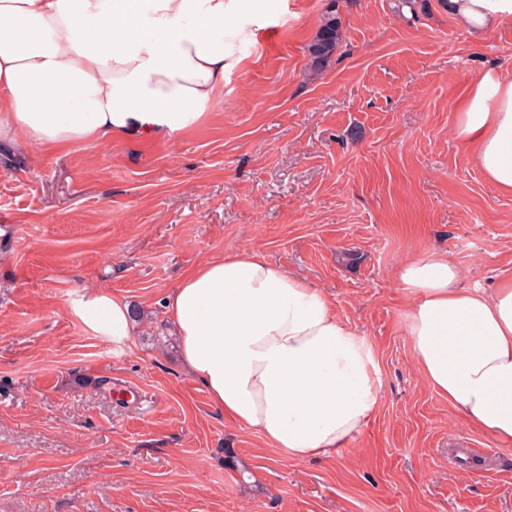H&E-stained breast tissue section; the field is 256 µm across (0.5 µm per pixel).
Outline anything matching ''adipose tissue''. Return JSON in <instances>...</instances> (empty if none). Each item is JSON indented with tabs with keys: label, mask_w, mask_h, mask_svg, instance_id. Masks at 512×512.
<instances>
[{
	"label": "adipose tissue",
	"mask_w": 512,
	"mask_h": 512,
	"mask_svg": "<svg viewBox=\"0 0 512 512\" xmlns=\"http://www.w3.org/2000/svg\"><path fill=\"white\" fill-rule=\"evenodd\" d=\"M472 33L512 20V0H445ZM270 0H0V140L22 150L189 132L220 102L227 73L269 24ZM455 138L512 194V77L484 71L460 104ZM399 283L428 386L460 417L512 441V276L463 286L444 253L407 260ZM187 370L214 408L289 458L334 455L379 401L374 350L324 294L259 252L210 259L166 299ZM123 297L72 306L89 332L128 340Z\"/></svg>",
	"instance_id": "ef3b65f1"
}]
</instances>
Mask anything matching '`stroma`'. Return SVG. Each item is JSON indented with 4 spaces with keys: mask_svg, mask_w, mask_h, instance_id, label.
Here are the masks:
<instances>
[{
    "mask_svg": "<svg viewBox=\"0 0 512 512\" xmlns=\"http://www.w3.org/2000/svg\"><path fill=\"white\" fill-rule=\"evenodd\" d=\"M332 3L341 41L316 72ZM241 53L181 136L0 143V512H512V443L424 383L398 282L430 250L469 287L512 275V195L454 137L472 83L512 75V21L477 37L442 0H280ZM245 247L374 348L378 407L334 456L269 448L183 367L168 294ZM96 288L143 312L123 345L71 312Z\"/></svg>",
    "mask_w": 512,
    "mask_h": 512,
    "instance_id": "obj_1",
    "label": "stroma"
}]
</instances>
